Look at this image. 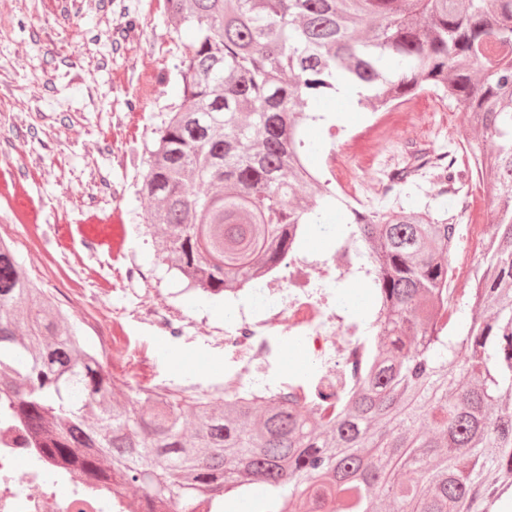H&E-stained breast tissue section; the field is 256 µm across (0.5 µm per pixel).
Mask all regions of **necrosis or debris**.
Here are the masks:
<instances>
[{
  "mask_svg": "<svg viewBox=\"0 0 512 512\" xmlns=\"http://www.w3.org/2000/svg\"><path fill=\"white\" fill-rule=\"evenodd\" d=\"M358 271L354 253L341 250L318 259L292 252L267 278L257 307L238 312L224 327L200 334L195 320L174 319L161 306L134 304L112 319L107 344L113 358L135 388L153 382L150 359L131 350L126 327L139 323L153 331L223 351L231 366L224 373V394L252 392L258 374L282 363L273 344L284 334L306 344L316 365L327 371V382L342 380L355 389L368 363L364 342L349 324L348 306L328 282ZM272 372V371H271ZM143 500H132L130 489L93 487L59 469L28 437L23 425L0 410V512H143Z\"/></svg>",
  "mask_w": 512,
  "mask_h": 512,
  "instance_id": "necrosis-or-debris-1",
  "label": "necrosis or debris"
}]
</instances>
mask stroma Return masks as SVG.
Instances as JSON below:
<instances>
[{"label": "stroma", "instance_id": "obj_1", "mask_svg": "<svg viewBox=\"0 0 512 512\" xmlns=\"http://www.w3.org/2000/svg\"><path fill=\"white\" fill-rule=\"evenodd\" d=\"M138 25H129V18ZM162 0H98L94 9L69 11L68 0H0V180L28 196L41 211V227L67 224L79 261L54 263L59 249L30 250L27 231L0 196V238L11 243L24 272L76 319L89 346H97L113 307L130 302L126 269L144 274L149 303L223 326L222 298L187 291L158 257L143 218L138 181L144 148L167 108L179 100L174 68L177 50ZM420 120L391 127L379 144L364 142L354 169L362 203L384 206L380 179L386 166L407 152H451L466 163L474 131L452 102L428 91L409 100ZM109 277L111 292L98 307L77 306L70 288L98 287ZM133 349L147 352L159 379L192 385L193 395L221 391L224 354L191 348L131 325Z\"/></svg>", "mask_w": 512, "mask_h": 512}]
</instances>
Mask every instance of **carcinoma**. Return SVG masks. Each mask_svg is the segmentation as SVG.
Instances as JSON below:
<instances>
[{"label":"carcinoma","mask_w":512,"mask_h":512,"mask_svg":"<svg viewBox=\"0 0 512 512\" xmlns=\"http://www.w3.org/2000/svg\"><path fill=\"white\" fill-rule=\"evenodd\" d=\"M180 103L155 131L140 194L162 260L210 297L263 278L325 223L336 193L305 166L302 125L340 80L372 112L437 90L482 138L471 163L427 151L456 202L339 211L376 299L371 350L341 402L298 376L288 399L186 397L115 380L0 241V404L50 459L137 483L147 512L204 501L266 512H494L512 490V0H166ZM494 189L469 302L448 270L469 183ZM315 190L293 204L294 191Z\"/></svg>","instance_id":"1"}]
</instances>
